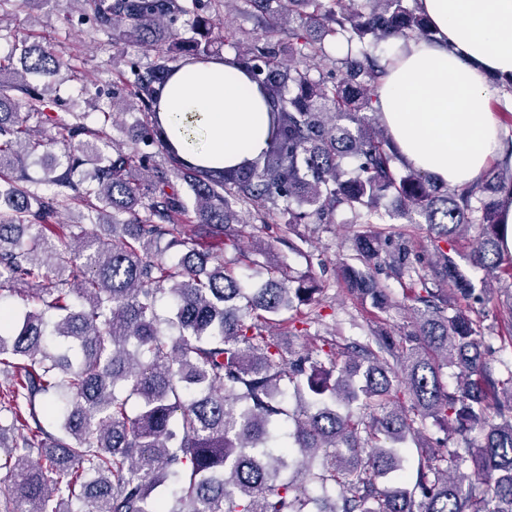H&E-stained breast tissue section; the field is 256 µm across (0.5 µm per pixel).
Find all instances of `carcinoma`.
Returning <instances> with one entry per match:
<instances>
[{
	"label": "carcinoma",
	"mask_w": 512,
	"mask_h": 512,
	"mask_svg": "<svg viewBox=\"0 0 512 512\" xmlns=\"http://www.w3.org/2000/svg\"><path fill=\"white\" fill-rule=\"evenodd\" d=\"M87 2L97 30L149 47L154 61L126 80L121 105L143 114L126 145L110 147L109 112L99 128L83 113L50 118V144L62 149L42 190L20 170L43 146L29 120L45 117V98L22 80L0 84V300L26 307L0 317V474L11 481L0 512H308L311 502L315 512H512V373L494 375L481 320L460 304L478 272L484 290L512 288L499 224L512 139L480 181L450 188L396 166L387 130L368 117L385 72L376 46L432 40L425 13L406 0H234L264 35L224 37V59L267 103L269 131L257 157L224 169L179 159L159 112L176 68L219 55L176 23L192 14V28L206 26L223 0ZM328 36L358 58L325 68ZM16 57L22 73L46 78L64 65L24 39L0 57V73ZM146 147L164 163L146 166ZM239 205L263 223L278 211L290 227L350 212L368 229L341 263L342 281L384 311L391 298L370 268L408 278L414 330L323 338L295 355L278 330L317 322L301 306L323 288L276 260L261 287H245ZM387 216L429 226L431 261L410 237L374 230ZM471 224L479 241L463 264L460 232ZM89 226L107 227L112 245ZM499 317L508 327L499 350H512V301ZM431 421L452 446L425 441ZM464 465L470 475H454Z\"/></svg>",
	"instance_id": "1"
}]
</instances>
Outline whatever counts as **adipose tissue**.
<instances>
[{
  "mask_svg": "<svg viewBox=\"0 0 512 512\" xmlns=\"http://www.w3.org/2000/svg\"><path fill=\"white\" fill-rule=\"evenodd\" d=\"M435 39L398 44L379 93L403 162L449 186L478 180L501 152L487 76L512 75V0H419ZM166 136L194 164L232 167L265 146L268 107L241 69L212 58L164 87Z\"/></svg>",
  "mask_w": 512,
  "mask_h": 512,
  "instance_id": "adipose-tissue-1",
  "label": "adipose tissue"
}]
</instances>
